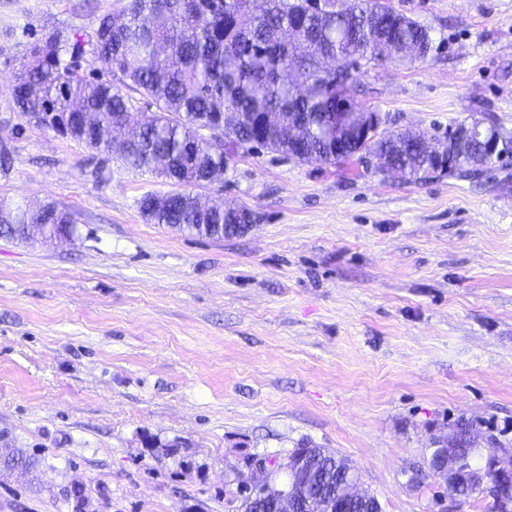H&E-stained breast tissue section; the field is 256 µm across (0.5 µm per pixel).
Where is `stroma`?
<instances>
[{"instance_id": "obj_1", "label": "stroma", "mask_w": 512, "mask_h": 512, "mask_svg": "<svg viewBox=\"0 0 512 512\" xmlns=\"http://www.w3.org/2000/svg\"><path fill=\"white\" fill-rule=\"evenodd\" d=\"M434 52L362 68L356 101L388 130L446 138L494 114L512 132V0H389ZM128 0H0V119L18 59L52 27L94 40ZM9 141L0 198L80 215L68 240L0 238V512H239L237 471L298 443L356 465L384 512L458 504L427 468L433 436L471 423L512 447V154L475 179L238 153L200 190L257 217L221 240L154 224L173 186L33 126ZM0 464L1 475H5L7 473L9 475H13L16 473L15 471H20L22 475H18L21 477L27 476L30 484L37 479L36 472L39 467V457L34 452L28 453L19 448L11 457L4 458L3 461L1 459Z\"/></svg>"}]
</instances>
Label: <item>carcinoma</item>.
<instances>
[{"label":"carcinoma","mask_w":512,"mask_h":512,"mask_svg":"<svg viewBox=\"0 0 512 512\" xmlns=\"http://www.w3.org/2000/svg\"><path fill=\"white\" fill-rule=\"evenodd\" d=\"M409 45L411 64L430 56L427 28L394 12L387 0H129L121 11L101 18L92 43V63L103 79L83 70L85 41L53 29L31 43L10 88L13 111L24 125L56 131L90 149L115 153L131 169L152 171L178 189L148 194L140 201L154 224L210 239L224 238V225L250 214L245 207L224 213V201L203 202L195 190L223 175L231 158L253 148L257 132L266 150L289 157L288 113L350 112L366 107L351 95L359 68L385 63L383 50ZM156 108L138 129L125 127L131 93ZM240 112L245 124L224 125V113ZM214 131L200 139L199 128ZM310 161L336 163L326 145L336 127L315 118L296 131ZM399 133L384 130L363 144L386 152ZM433 165L425 148L400 158L412 183L425 181ZM27 224H69L79 214L55 202L31 204L0 199V237L26 242ZM316 490L333 494L355 466L327 448H308ZM39 457L19 448L0 462V473L19 471L37 479ZM459 502L485 494L484 488L452 486Z\"/></svg>","instance_id":"1"}]
</instances>
